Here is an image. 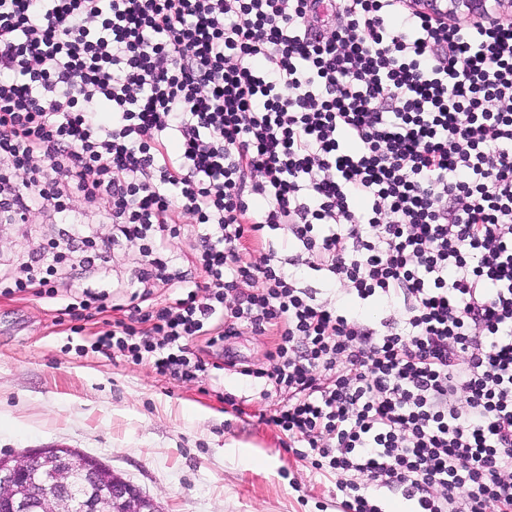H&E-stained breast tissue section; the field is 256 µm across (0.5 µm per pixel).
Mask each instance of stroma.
I'll use <instances>...</instances> for the list:
<instances>
[{"label": "stroma", "instance_id": "obj_1", "mask_svg": "<svg viewBox=\"0 0 512 512\" xmlns=\"http://www.w3.org/2000/svg\"><path fill=\"white\" fill-rule=\"evenodd\" d=\"M44 211L0 229V263L17 265L57 232ZM138 250L113 245L106 271L91 269L93 287L128 301ZM70 297L0 295V454L62 444L112 466L162 512H340L336 478L317 473L259 419L277 397L262 380L215 370L180 382L149 363L91 352L100 325L65 314ZM266 458L243 463L242 453Z\"/></svg>", "mask_w": 512, "mask_h": 512}]
</instances>
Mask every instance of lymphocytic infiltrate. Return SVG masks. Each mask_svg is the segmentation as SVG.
Listing matches in <instances>:
<instances>
[{"label":"lymphocytic infiltrate","instance_id":"lymphocytic-infiltrate-1","mask_svg":"<svg viewBox=\"0 0 512 512\" xmlns=\"http://www.w3.org/2000/svg\"><path fill=\"white\" fill-rule=\"evenodd\" d=\"M76 196L142 257L92 352L191 382L211 348L272 337L238 372L283 395L266 423L344 512H512V14L0 0V209L65 224ZM187 217L194 280L165 252ZM65 258L48 242L0 291L55 297ZM229 347L237 359L255 367L266 368L269 365L267 352L271 349L270 339L266 336H241L238 339L224 342V348Z\"/></svg>","mask_w":512,"mask_h":512}]
</instances>
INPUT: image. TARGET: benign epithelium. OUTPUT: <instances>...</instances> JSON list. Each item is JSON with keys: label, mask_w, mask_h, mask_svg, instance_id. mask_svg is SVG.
<instances>
[{"label": "benign epithelium", "mask_w": 512, "mask_h": 512, "mask_svg": "<svg viewBox=\"0 0 512 512\" xmlns=\"http://www.w3.org/2000/svg\"><path fill=\"white\" fill-rule=\"evenodd\" d=\"M452 19L485 14L488 0H426ZM0 512H162L156 500L97 458L52 445L0 456Z\"/></svg>", "instance_id": "1"}]
</instances>
